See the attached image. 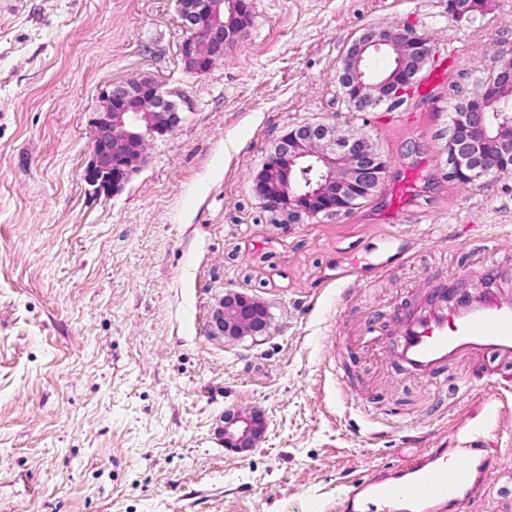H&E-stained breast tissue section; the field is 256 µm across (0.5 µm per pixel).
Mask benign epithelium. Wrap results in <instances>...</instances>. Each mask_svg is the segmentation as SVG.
Wrapping results in <instances>:
<instances>
[{"label": "benign epithelium", "mask_w": 512, "mask_h": 512, "mask_svg": "<svg viewBox=\"0 0 512 512\" xmlns=\"http://www.w3.org/2000/svg\"><path fill=\"white\" fill-rule=\"evenodd\" d=\"M178 13L186 37L179 46L184 68L204 74L224 57V50L241 39L251 24L249 0H239L229 19L221 17L217 0H178ZM432 49L426 36L415 33L399 42L387 31L365 30L340 61V86L355 85L376 92L355 102L357 108L385 104L396 108L415 85ZM187 115L172 99V92L150 75L109 85L90 121L91 155L83 179L96 191L116 194L146 163V137L165 138L185 122ZM487 123L483 105L455 113L446 130L448 178L479 179L489 171L512 172V142L505 140L494 166L486 164L481 138ZM315 162L320 179L304 186L298 179L302 165ZM387 159L369 139L317 123L286 132L266 156L254 178L253 190L265 208L295 224L301 217L327 218L348 213L368 197L384 179ZM272 317L259 299L228 291L215 309L208 333L230 340L256 338L269 333ZM265 412L249 409L224 411V447L238 453L250 451L265 439Z\"/></svg>", "instance_id": "1"}]
</instances>
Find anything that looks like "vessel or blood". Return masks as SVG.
<instances>
[{"label": "vessel or blood", "mask_w": 512, "mask_h": 512, "mask_svg": "<svg viewBox=\"0 0 512 512\" xmlns=\"http://www.w3.org/2000/svg\"><path fill=\"white\" fill-rule=\"evenodd\" d=\"M372 341L413 380L450 378L466 391L472 371L482 369L484 402H506L512 382L486 364L512 365V287L475 288L451 302L424 304L400 322L392 342L377 335ZM457 434L459 447L420 453L392 478L352 480L336 512H353L356 504L373 500L380 512H474L503 473L504 452L487 439L483 424L464 423Z\"/></svg>", "instance_id": "1"}]
</instances>
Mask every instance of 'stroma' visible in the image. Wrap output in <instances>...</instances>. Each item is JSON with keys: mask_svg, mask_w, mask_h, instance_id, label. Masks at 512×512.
I'll return each mask as SVG.
<instances>
[{"mask_svg": "<svg viewBox=\"0 0 512 512\" xmlns=\"http://www.w3.org/2000/svg\"><path fill=\"white\" fill-rule=\"evenodd\" d=\"M251 5L246 36L196 75L176 0H0V512H336L350 480L453 447L468 412L512 468V405L401 378L365 340L431 288L512 275V174L461 185L441 152L455 88L512 57V0L470 23L448 0ZM373 26L429 37L431 93L345 102L340 59ZM143 74L183 94L187 118L148 140L122 192L96 195L82 170L98 97ZM308 123L365 135L389 166L346 215L284 224L253 177ZM390 237L405 258L337 278ZM230 289L268 305V336H209ZM249 407L266 438L237 453L218 428Z\"/></svg>", "mask_w": 512, "mask_h": 512, "instance_id": "35a3bbf8", "label": "stroma"}]
</instances>
